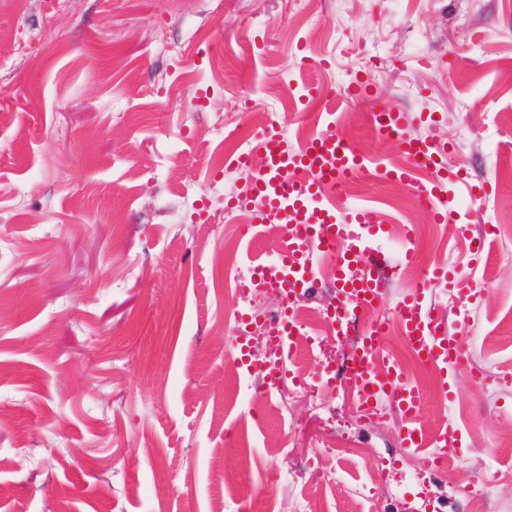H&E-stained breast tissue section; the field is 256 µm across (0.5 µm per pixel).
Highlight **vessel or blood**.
I'll list each match as a JSON object with an SVG mask.
<instances>
[{"instance_id": "b4317fda", "label": "vessel or blood", "mask_w": 512, "mask_h": 512, "mask_svg": "<svg viewBox=\"0 0 512 512\" xmlns=\"http://www.w3.org/2000/svg\"><path fill=\"white\" fill-rule=\"evenodd\" d=\"M369 118L378 132L400 140L401 152L409 165L395 170V178L406 182L411 178V169L434 167V184L414 186L413 193L438 220H447L442 195L449 171L442 164L441 147L428 140L402 137L405 117L401 113L377 110ZM258 146L264 153L265 165L246 191L262 197L266 208L254 213L250 227L258 229L270 216L279 214L286 219L287 232L276 246L275 260L256 265L240 291L246 294L273 287L283 298L281 313L268 323L270 345L279 363L261 369L269 385L275 387L292 376L280 360L294 346L296 324L291 310L313 279L309 241L318 240L323 252L336 260V296L329 316L337 322L339 335L345 336L360 309L374 310L380 303V286L373 272L375 251L370 242L382 236L385 229L376 210L358 206L340 213L333 203L344 179L364 162L352 144L336 134L323 132L292 148L279 130L272 129L259 137ZM355 265L364 268L362 276L356 279L350 275ZM447 276L446 268H432L417 289L398 303L395 316L418 357L426 364L439 366L444 376L453 377L460 371H472L473 366L465 348L449 338L448 325L441 314L423 305L425 295ZM386 339L387 323L382 319L368 322L361 331L356 364L346 379L360 405L358 413L368 419L374 417L382 403L398 407L403 418L401 436L407 450L420 455L426 468H439L456 456V440L443 434L436 441H428L418 423L423 405L421 392L399 374L396 365H388L385 373H378L377 361Z\"/></svg>"}]
</instances>
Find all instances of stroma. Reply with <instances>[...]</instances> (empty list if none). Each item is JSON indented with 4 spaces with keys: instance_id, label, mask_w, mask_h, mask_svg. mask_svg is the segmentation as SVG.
Wrapping results in <instances>:
<instances>
[{
    "instance_id": "35a3bbf8",
    "label": "stroma",
    "mask_w": 512,
    "mask_h": 512,
    "mask_svg": "<svg viewBox=\"0 0 512 512\" xmlns=\"http://www.w3.org/2000/svg\"><path fill=\"white\" fill-rule=\"evenodd\" d=\"M370 96L303 106L308 87ZM404 113L414 139L453 145L450 171L484 200L448 189V221L387 192L403 162L367 114ZM344 123L365 160L337 209L377 210L387 229L378 315L447 264L479 292L432 288L425 305L483 371L412 383L427 432L459 452L430 483L413 473L401 417L356 413L337 383H283L252 414L262 380L237 366L228 310L248 255L271 258L266 222L224 264L226 202L256 168L232 166L245 125L295 132ZM512 0H0V512H246L302 495L329 512H512V249L497 234L512 178ZM470 320L458 322L457 306ZM354 337L298 346L305 374Z\"/></svg>"
}]
</instances>
